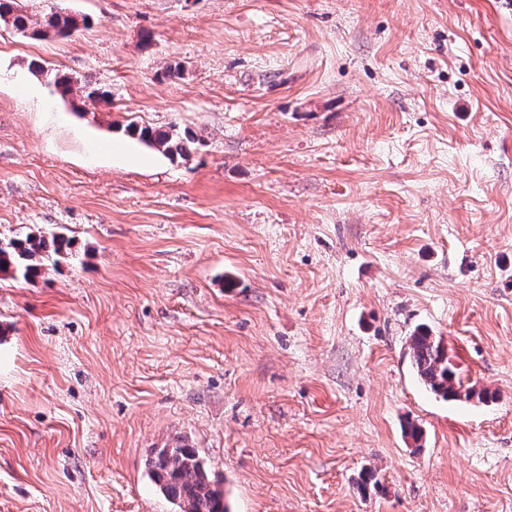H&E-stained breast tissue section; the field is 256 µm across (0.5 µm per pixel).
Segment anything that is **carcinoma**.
<instances>
[{"mask_svg": "<svg viewBox=\"0 0 512 512\" xmlns=\"http://www.w3.org/2000/svg\"><path fill=\"white\" fill-rule=\"evenodd\" d=\"M8 19L11 26L38 39L69 37L79 30L80 24L87 23L69 14H52L39 27H31L30 18L17 0H0V21ZM78 79L59 70H53L54 90L62 95L72 91ZM130 135L170 159L190 153L196 144L191 135L163 131L134 122L127 125ZM71 240L62 233L45 236L41 233H27L7 240L0 246V274L25 281L42 276L49 263H57L55 257L68 252ZM409 354L419 381L431 393L448 401H480L494 398L486 388L477 389L473 383H464L457 365L448 357V348L441 340L419 327L410 336ZM150 476L161 493L167 497L179 512H230L221 482L211 477L206 462L193 448L179 446L160 448L148 460Z\"/></svg>", "mask_w": 512, "mask_h": 512, "instance_id": "obj_1", "label": "carcinoma"}]
</instances>
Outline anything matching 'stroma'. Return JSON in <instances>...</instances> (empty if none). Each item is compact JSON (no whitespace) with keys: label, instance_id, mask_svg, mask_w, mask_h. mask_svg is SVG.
<instances>
[{"label":"stroma","instance_id":"35a3bbf8","mask_svg":"<svg viewBox=\"0 0 512 512\" xmlns=\"http://www.w3.org/2000/svg\"><path fill=\"white\" fill-rule=\"evenodd\" d=\"M24 7L88 25L0 23V239L72 240L0 276V512H176L178 445L232 512H512V0ZM418 326L495 401L426 391ZM4 14L11 21V26L16 31L25 34L29 29H32L30 35L38 39L69 37L80 28L78 18L69 13L51 14L42 24H38V28L32 27L29 23V16L20 7L17 0H0V21L5 24ZM126 131L145 144L147 147L157 150L170 159L184 157L190 153L192 145L196 144L195 138L188 133H173L172 130L163 131L148 126H139L130 122ZM150 476L178 512H230L221 482L194 448H160L148 460Z\"/></svg>","mask_w":512,"mask_h":512}]
</instances>
